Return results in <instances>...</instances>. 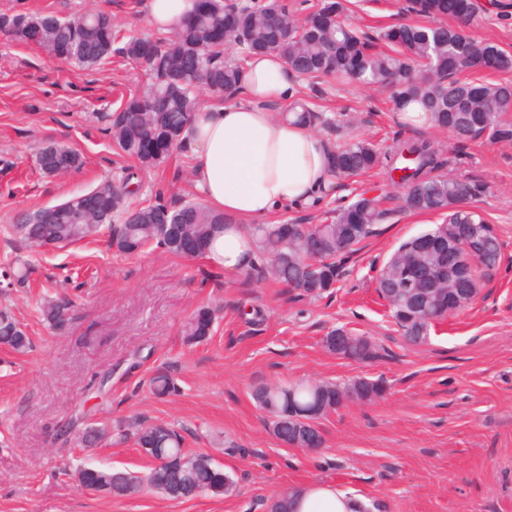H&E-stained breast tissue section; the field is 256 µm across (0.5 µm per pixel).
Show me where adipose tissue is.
I'll return each instance as SVG.
<instances>
[{"instance_id":"1","label":"adipose tissue","mask_w":512,"mask_h":512,"mask_svg":"<svg viewBox=\"0 0 512 512\" xmlns=\"http://www.w3.org/2000/svg\"><path fill=\"white\" fill-rule=\"evenodd\" d=\"M300 79L282 58L248 59L240 91L200 109L180 140L193 188L224 213L229 229L205 251L216 269L241 270L252 258L248 225L286 208H305L328 183L332 147L307 125L275 120L272 108L297 100ZM295 512H358L359 502L328 483L292 489Z\"/></svg>"}]
</instances>
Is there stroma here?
I'll return each mask as SVG.
<instances>
[{
    "mask_svg": "<svg viewBox=\"0 0 512 512\" xmlns=\"http://www.w3.org/2000/svg\"><path fill=\"white\" fill-rule=\"evenodd\" d=\"M471 35L512 51V0H477ZM404 0H350L349 23L366 32L407 22ZM103 11L123 36L151 37L144 0H0V12ZM145 69L119 57L94 71L49 58L37 47L0 36V272L28 259L27 289L0 288V311L25 326V354L0 348V512H266L272 499L325 481L361 499L369 512H512V142L459 145L436 126L421 129L450 164L449 176L476 192L465 208L483 215L501 242V261L467 308L434 325L426 342L404 341L376 291L377 270L439 216L406 210L398 189L376 168L337 186L316 211L282 210L275 222L320 224L358 193L378 198L387 219L345 263L330 294L298 299L265 276L210 267L160 247L127 256L102 231L62 249L29 248L9 229L15 213L57 204L117 179L126 158L114 154L105 115L144 90ZM332 146L353 137L390 143L399 129L389 93L324 78L301 83ZM56 143L79 150L81 169L48 176L35 152ZM165 186L169 204L193 198L182 152L143 172L135 206ZM71 302L64 330L43 321V300ZM216 309L214 334L190 345L184 322ZM347 327L382 348L357 362L327 351L322 338ZM179 387L164 399L149 391L158 366ZM382 380L383 395L348 402L318 421L323 446H284L252 397L255 386L308 381ZM126 427L162 422L185 449L209 454L233 485L224 494L171 500L144 488L132 497L82 491L77 469L112 466L145 475L151 458L110 436L95 448L61 444L63 424Z\"/></svg>",
    "mask_w": 512,
    "mask_h": 512,
    "instance_id": "obj_1",
    "label": "stroma"
}]
</instances>
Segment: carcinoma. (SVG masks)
<instances>
[{"instance_id":"obj_1","label":"carcinoma","mask_w":512,"mask_h":512,"mask_svg":"<svg viewBox=\"0 0 512 512\" xmlns=\"http://www.w3.org/2000/svg\"><path fill=\"white\" fill-rule=\"evenodd\" d=\"M227 0H192L177 27L155 39L131 36L115 46L112 18L105 13L62 17L53 12H1L0 34L15 43L34 44L44 54L82 70H96L118 54L146 64L152 77L149 90L131 94L108 116L107 132L115 152L137 162L125 167L122 187L104 180L97 186L62 202L24 216L13 232L29 247H64L86 239L101 225H111L112 249L135 254L153 244L180 255V241L192 238L204 253L209 242L224 232V214L203 203L186 201L179 207L155 200L132 209L123 198L140 188L138 171L163 164L178 148L180 133L193 117L202 87L224 98L232 97L241 82L245 62L257 53L276 54L299 73L336 77L392 93L394 107L405 110L416 103L432 114L435 126L445 129L459 144L487 139L512 142V83L464 80V76L491 69L512 73V53L491 42H479L469 33L476 17L475 0H407L405 10L417 17L451 18L452 25L411 23L390 25L369 35L345 23L347 0H318L303 19L293 17L286 0L244 3L236 10L238 25L224 29ZM321 116L298 101L287 121L311 126ZM42 156L40 170L48 175L80 169L84 158L78 151L59 145ZM445 160L434 143L424 137L394 138L380 149L373 142L354 139L333 150L332 172L338 181H353L376 168L385 169L395 186L408 187L406 207L441 217L448 239L428 251L418 237L402 242L379 270L377 292L389 307L394 323L411 343L427 338L433 323L446 318L448 308L461 310L478 296L481 276L473 270L452 281L450 295L428 297L424 308L406 304L398 292L406 282L425 288L422 277L442 262L453 268L469 255L487 270L501 256V244L491 225L476 211L461 206L474 191L466 181L441 173ZM387 212L376 198L357 194L350 204L336 210L325 224L251 225L255 253L260 260L241 271L244 279L267 271L286 284L298 298H318L336 287L343 265L385 221ZM52 327L68 322V302L56 299L41 309ZM215 314L198 310L183 325L189 343L208 339ZM331 353L341 351L350 360L378 357V346L368 337L338 328L322 338ZM0 345L23 354L31 347L25 330L7 313H0ZM154 395L162 398L177 391L174 379L163 368L150 379ZM345 393L370 400L384 392L382 382L356 378L347 383L299 382L283 386L259 385L253 399L273 417V433L288 445L319 448L321 433L305 428L300 419L312 422L336 410V395ZM134 443L146 449L155 464L146 477L109 467H84L78 479L107 488V493L131 496L147 484L171 499L219 495L232 482L224 469L205 453L183 449V437L163 424L141 426Z\"/></svg>"}]
</instances>
